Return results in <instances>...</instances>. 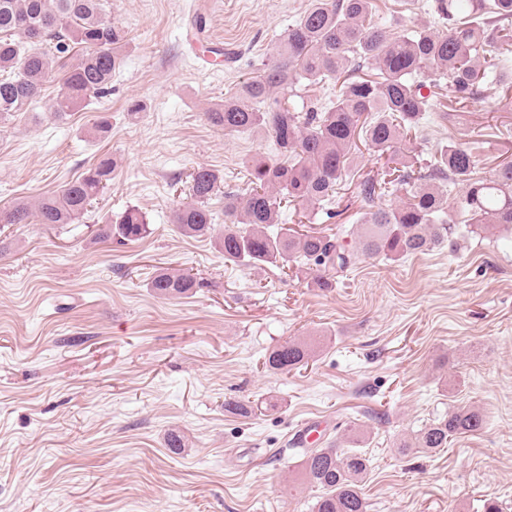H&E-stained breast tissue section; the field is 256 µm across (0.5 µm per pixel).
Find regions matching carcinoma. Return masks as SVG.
<instances>
[{"label":"carcinoma","instance_id":"1","mask_svg":"<svg viewBox=\"0 0 512 512\" xmlns=\"http://www.w3.org/2000/svg\"><path fill=\"white\" fill-rule=\"evenodd\" d=\"M439 33L424 25L383 27L376 20L377 0H310L304 14L273 49L257 75L241 81L224 105L204 113L226 133L251 132L271 138L284 162L259 156L246 165L247 188L224 193V261L260 268L307 270L319 288H332L351 266L364 259L393 261L441 247L453 252L456 238L494 227L512 229V161H501L489 178L481 175L473 145L482 131L467 128L435 153L425 172L414 173L404 150L414 140L425 113L438 107L448 127L462 125V113L485 90L512 91L506 72L512 57V0H433ZM129 43V30L104 16L103 0H0V122L40 98L56 60L77 51L63 70L49 109L60 119L112 89V73ZM339 84L336 99L297 105L296 87L307 80ZM425 88L441 91L431 101ZM383 161L381 173L358 184L363 202L354 245L342 233L302 232L278 225L280 209L294 206L311 220L332 203L358 167L357 141ZM115 162L103 157L58 193L28 205L0 209V224H73L92 207L112 180ZM190 201L177 206L172 223L187 237L211 233L208 206L220 176L206 166L188 175ZM461 186L448 201V185ZM404 193L395 206L381 200ZM151 234L147 217L136 207L116 220L105 219L102 239L132 242ZM198 287L185 273L158 272L149 288L160 299L186 296ZM312 344L290 340L274 347L265 361L270 371L305 363ZM484 416L473 406L459 407L424 426L398 445L436 451L448 440L475 434ZM359 434L300 449L301 472L319 494L310 512H368L360 489L368 459L353 449Z\"/></svg>","mask_w":512,"mask_h":512}]
</instances>
